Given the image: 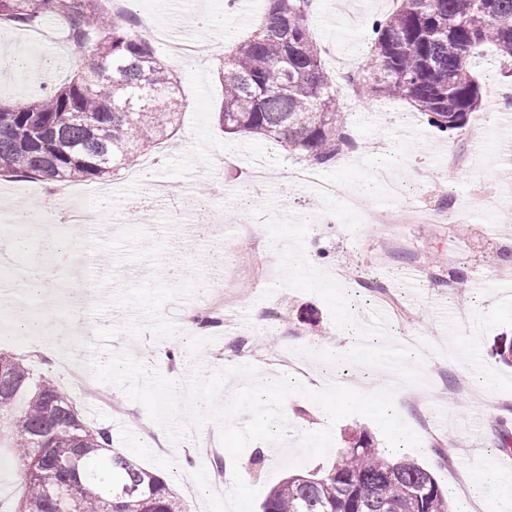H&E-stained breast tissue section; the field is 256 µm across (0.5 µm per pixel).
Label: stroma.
<instances>
[{
    "label": "stroma",
    "instance_id": "1",
    "mask_svg": "<svg viewBox=\"0 0 512 512\" xmlns=\"http://www.w3.org/2000/svg\"><path fill=\"white\" fill-rule=\"evenodd\" d=\"M394 8V0H315L310 29L325 50L327 72L335 73L343 64L363 68L371 51L372 21ZM129 11L154 14L170 30L198 33V59L176 61L164 45L156 47L178 75L184 102L176 134L163 145L168 160L140 181L123 171L103 181L68 186L70 200L92 207L107 202L119 219L111 232L85 244L82 276L97 295L85 308L93 339L77 340L64 354L36 349L12 333L0 302V352L25 359L34 375L58 382L64 379L60 356L82 366L125 352L183 381L196 364L207 372L238 366L234 347L253 336L269 354L299 358L308 388H318L333 376L338 384L366 393L384 387L403 390L397 412L422 436L421 450H409V457L431 469L444 488L454 483L451 469L466 473L471 486L484 489L480 512H512V476L497 465L499 425L512 423V371L490 355L494 338L512 330V179L502 176L512 168V156L502 152L512 146V126H503L501 113L489 107L497 99L495 86L512 85V79L504 77L498 60L488 53L474 60L487 105L464 135L438 133L421 112L401 100L370 96L349 115L353 146L321 168L324 178L340 183L347 193H367L376 209L434 206L444 199L454 205L450 223L409 225L408 251L393 254L382 265L378 257L389 242L388 225L362 223L342 202L290 182L288 173L300 161L280 144L230 135L220 127L224 89L217 65L225 48L199 19L225 16L224 0H191L183 12L172 10L170 0H130ZM2 46L11 53L0 73V103L18 106L30 93L21 86L24 70L16 57L38 58L50 46L36 40L34 30L14 25L0 26ZM227 153L236 157V168H223ZM385 156L400 186L396 196L371 185L372 173ZM260 161L271 166L280 193L245 211L238 206L237 193L245 188L262 192V185L250 178ZM158 184L173 191L191 185L202 201L196 210L201 219L197 237L179 238L161 211L145 207ZM486 184L494 189L492 197L484 205H471L472 190ZM56 201L41 182L0 178V210L35 206L44 213L54 210ZM214 211L226 216L220 236L202 222ZM331 211L335 222L321 223L320 215ZM265 215L270 222L264 235L244 239L234 233V225H254ZM218 242L224 247L220 260L214 251ZM310 253L320 257L313 268L304 265ZM253 258L268 267H298L300 276L283 278L278 286L255 282L242 273ZM220 261L228 266L224 310L236 317V327L182 328L184 314L199 299L198 278L209 276ZM458 270L466 273V282L452 283ZM259 306L267 308L275 324L261 337L252 326ZM374 315L382 320L381 331H373L369 323ZM473 321L480 324L475 334L469 330ZM172 348L179 352L174 362L166 356ZM97 389L105 403L93 408L77 400L82 418L107 427L113 448L155 469L186 498L191 512H206L191 475L200 468L212 469V460L192 453L186 439L156 452L154 440L165 437V429L119 387L101 382ZM284 414L290 426L287 442L262 454L257 474L246 473L256 444H249L239 461L223 457L225 488H232L233 474L239 471L247 485L267 494L287 477L278 463L282 455L297 454L298 433L328 426L322 410L301 395L286 401ZM358 427L371 433L377 447L386 448L374 421L352 415L332 426L333 452L302 464V471L332 464L336 449L345 447L349 433ZM448 439L453 448L439 456L440 445Z\"/></svg>",
    "mask_w": 512,
    "mask_h": 512
}]
</instances>
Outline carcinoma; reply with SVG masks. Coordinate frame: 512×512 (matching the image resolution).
Instances as JSON below:
<instances>
[{
    "label": "carcinoma",
    "mask_w": 512,
    "mask_h": 512,
    "mask_svg": "<svg viewBox=\"0 0 512 512\" xmlns=\"http://www.w3.org/2000/svg\"><path fill=\"white\" fill-rule=\"evenodd\" d=\"M96 0H0V21L33 27L68 19L73 46L94 59L20 106L0 108V177L57 183L108 178L137 165L176 130L177 80L131 21ZM314 0H267L259 27L220 61L227 134L272 139L318 165L350 147L336 83L310 33ZM371 26L362 78L369 92L400 98L438 132L454 135L482 110L471 66L495 52L512 77V0H396ZM512 367V336L491 349ZM24 474L21 496L0 512H189L137 458L108 454L111 434L85 423L64 388L36 380L0 355V437ZM262 512H455L434 474L410 457L388 458L365 429L352 431L328 469L291 474L271 488Z\"/></svg>",
    "instance_id": "obj_1"
}]
</instances>
